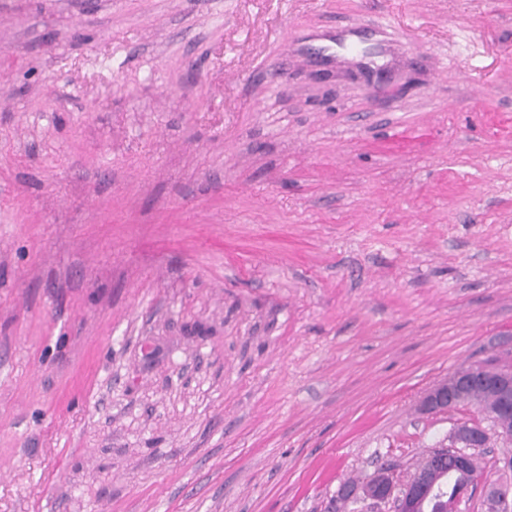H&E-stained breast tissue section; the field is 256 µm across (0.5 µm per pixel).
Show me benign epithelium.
<instances>
[{"mask_svg":"<svg viewBox=\"0 0 512 512\" xmlns=\"http://www.w3.org/2000/svg\"><path fill=\"white\" fill-rule=\"evenodd\" d=\"M479 383L494 391L498 399L496 411L488 414L493 422L494 433L501 439L512 441V425L500 417L502 413H512L511 366L492 377L482 375L475 364L460 367L427 391L422 399V409L427 413L452 409ZM488 439V430L482 425L460 421L452 433L455 449H437L426 456L417 466L414 480L400 488L396 486L391 471L385 467L380 468L369 480L364 497L391 505V512H424L427 499L444 478V463L448 453L454 454L457 469L464 471L468 467V449L482 448ZM487 491L497 501L500 512H512V487L506 484L491 485Z\"/></svg>","mask_w":512,"mask_h":512,"instance_id":"1","label":"benign epithelium"}]
</instances>
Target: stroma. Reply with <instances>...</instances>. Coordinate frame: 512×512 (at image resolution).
I'll return each instance as SVG.
<instances>
[{"label":"stroma","mask_w":512,"mask_h":512,"mask_svg":"<svg viewBox=\"0 0 512 512\" xmlns=\"http://www.w3.org/2000/svg\"><path fill=\"white\" fill-rule=\"evenodd\" d=\"M467 364L512 0H0V512H326L484 422L419 409Z\"/></svg>","instance_id":"stroma-1"}]
</instances>
